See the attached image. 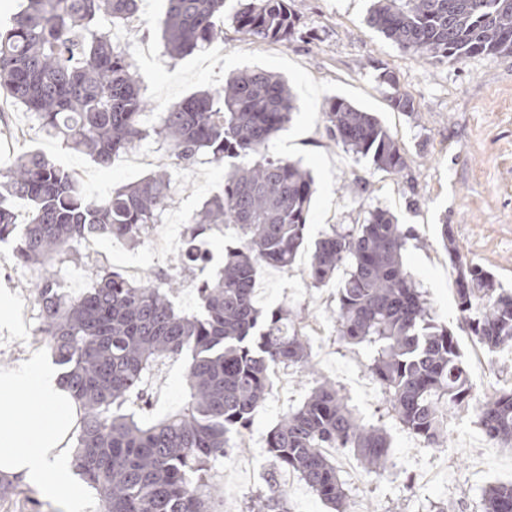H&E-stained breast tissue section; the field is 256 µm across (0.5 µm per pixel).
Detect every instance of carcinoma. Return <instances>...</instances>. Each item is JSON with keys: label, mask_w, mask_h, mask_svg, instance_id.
Wrapping results in <instances>:
<instances>
[{"label": "carcinoma", "mask_w": 512, "mask_h": 512, "mask_svg": "<svg viewBox=\"0 0 512 512\" xmlns=\"http://www.w3.org/2000/svg\"><path fill=\"white\" fill-rule=\"evenodd\" d=\"M138 9V0H28L0 30V90L40 131L100 166L150 137L182 168L224 165L223 192L183 229L185 271L204 259L198 241L208 230L231 226L239 236L224 267L198 288L202 312L176 309L173 279L160 273L132 281L105 270L86 293L59 290L57 269L82 241L135 246L163 223L177 195L166 167L91 199L73 172L43 153H24L0 166V243L14 244L17 264L42 271L38 333L79 410L72 468L100 496L103 512H212L210 471L232 437L251 427L270 392V369L313 372L299 314L282 307L262 313L253 289L260 267H287L304 247L314 180L299 164L268 154L297 106L287 82L264 70H242L144 126L150 101L129 47L110 34ZM223 9L224 0H165L157 28L169 56L181 59L217 39ZM233 22L275 43L288 42L299 26L291 0H245ZM368 22L428 61L512 54V0H373ZM324 115L336 142L370 157L375 169L406 166L403 148L372 113L338 98ZM16 199L30 206L22 225ZM410 237L377 209L363 224L332 226L306 268L311 288L348 268L337 293L336 340L375 348L367 369L384 394L377 423L367 424L336 383L321 381L266 436L273 465L296 473L336 512H345L348 492L322 449L353 450L366 475L379 479L392 467L387 419L442 448L444 415L471 410L485 434L512 448V387L477 394L456 336L432 316L404 267ZM442 239L458 270L461 328L490 354L512 348V292L463 260L446 224ZM184 353L185 407L151 418L131 408L143 400L155 362ZM250 512H287L284 491L269 483ZM483 512H512V483L488 487Z\"/></svg>", "instance_id": "obj_1"}]
</instances>
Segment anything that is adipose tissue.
I'll use <instances>...</instances> for the list:
<instances>
[{
	"instance_id": "1",
	"label": "adipose tissue",
	"mask_w": 512,
	"mask_h": 512,
	"mask_svg": "<svg viewBox=\"0 0 512 512\" xmlns=\"http://www.w3.org/2000/svg\"><path fill=\"white\" fill-rule=\"evenodd\" d=\"M24 393V408H0V473L19 476L44 494L77 500L67 469L71 450L66 433L76 414L70 394L57 383L56 372L38 362L0 369V395Z\"/></svg>"
}]
</instances>
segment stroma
<instances>
[{
    "label": "stroma",
    "mask_w": 512,
    "mask_h": 512,
    "mask_svg": "<svg viewBox=\"0 0 512 512\" xmlns=\"http://www.w3.org/2000/svg\"><path fill=\"white\" fill-rule=\"evenodd\" d=\"M240 0H224L218 24L224 35L205 49L173 61L163 53L155 31L163 0H142L144 22L127 33L145 95L155 107L144 119L157 124V110L202 89H216L232 72L258 68L283 75L297 96L296 112L285 131L272 140L269 153L301 162L315 179L306 226V240L315 243L336 224L364 223L375 209L389 210L414 236L403 253L406 269L422 289L438 322L454 330L462 358L477 392L512 385V350L488 354L460 329L456 304V269L440 236L449 222L461 254L494 272L512 289V54L475 55L458 62H427L405 52L376 29L367 17L371 0H292L300 31L288 43L260 41L239 31L233 16ZM390 71L395 86L379 75ZM412 98L415 113L397 111L393 93ZM334 98L345 99L374 113L402 145L406 166L398 173L374 169L368 158L347 151L326 129L323 109ZM147 139L107 167L87 155L64 148L33 127L16 106L0 110V158L31 149L46 153L74 172L90 195L104 197L112 189L151 173L143 154L157 149ZM180 191L155 234L181 237L187 218L224 185V168L200 163L175 169ZM153 239L138 245L102 239L95 255L80 253L64 263L59 283L68 294L89 291L101 268L118 273L140 268L173 277L170 295L175 307L199 311L198 287L210 269L182 272L179 257L157 264ZM40 270L16 263L12 244H0V368L21 367L32 357L52 362L53 354L37 334L38 308L33 300ZM336 283L307 287L291 268H260L256 303L263 309L292 307L306 322L319 323L324 333L310 336V353L319 372L350 396L357 413L373 422L383 409L382 394H369L359 379L366 373L371 351L336 341ZM187 356L158 363L148 381L153 415L182 408L189 399ZM315 379L296 377L288 387L273 390L258 409L251 428L234 437L232 450L211 472L213 512H248L252 496L265 491L276 469L266 453L267 433L289 406L302 402ZM458 425L445 447L418 448L414 437L388 422L395 467L389 476L362 484L348 482L350 512H482L484 490L512 481V451L485 448L482 432L470 413L457 416ZM437 467L440 479L416 485L418 474ZM80 499L66 502L19 485L13 497L0 499V512H102L93 489L72 476Z\"/></svg>",
    "instance_id": "obj_1"
}]
</instances>
